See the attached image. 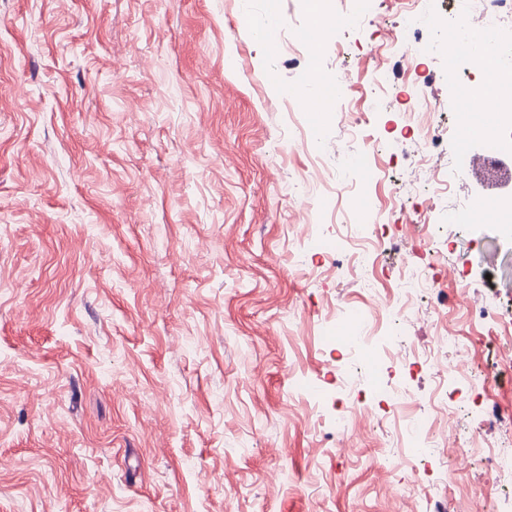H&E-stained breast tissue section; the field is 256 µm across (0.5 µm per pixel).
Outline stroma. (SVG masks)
<instances>
[{
    "label": "stroma",
    "mask_w": 512,
    "mask_h": 512,
    "mask_svg": "<svg viewBox=\"0 0 512 512\" xmlns=\"http://www.w3.org/2000/svg\"><path fill=\"white\" fill-rule=\"evenodd\" d=\"M313 8L0 0V512H433L459 497L496 512L512 492L474 457L407 448L389 464L384 442L407 417L351 410L355 388L410 394L412 410L441 388L459 409L478 397L512 410V234L461 226L480 188L448 163L481 138L455 130L463 99L431 63L451 55L444 25L470 0H436L416 73L403 51L379 53L345 0L316 50L288 51ZM340 50L347 103L376 73L389 81L385 109L361 121L382 151L357 196L383 212L382 288L428 266L406 344L422 352L454 329L470 350L448 363L479 388L350 347L347 313L367 309L354 252L331 245L346 232L334 201L289 189L312 152L282 103ZM414 81L436 114L428 141L402 128ZM313 120L325 167L357 180L346 127ZM424 156L448 176L444 211L409 233ZM474 300L502 323L473 320Z\"/></svg>",
    "instance_id": "1"
}]
</instances>
